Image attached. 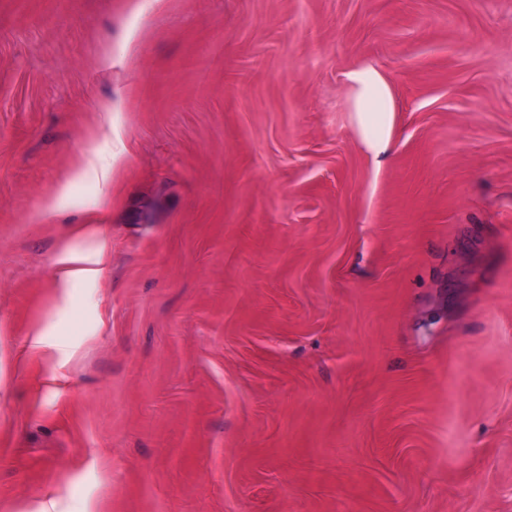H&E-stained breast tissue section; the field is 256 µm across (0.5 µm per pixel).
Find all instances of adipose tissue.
<instances>
[{"label": "adipose tissue", "instance_id": "adipose-tissue-1", "mask_svg": "<svg viewBox=\"0 0 512 512\" xmlns=\"http://www.w3.org/2000/svg\"><path fill=\"white\" fill-rule=\"evenodd\" d=\"M347 105L351 124L365 154L380 160L387 157L395 129V91L389 78L369 63L346 75Z\"/></svg>", "mask_w": 512, "mask_h": 512}]
</instances>
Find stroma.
I'll return each instance as SVG.
<instances>
[{
  "label": "stroma",
  "instance_id": "35a3bbf8",
  "mask_svg": "<svg viewBox=\"0 0 512 512\" xmlns=\"http://www.w3.org/2000/svg\"><path fill=\"white\" fill-rule=\"evenodd\" d=\"M0 512H512V0H0ZM347 105L359 145L376 162L387 157L395 129V91L389 78L369 63L346 74ZM104 246L99 245L96 250L87 255L66 258L61 269L60 279L68 282L72 279H93L102 272V258Z\"/></svg>",
  "mask_w": 512,
  "mask_h": 512
}]
</instances>
